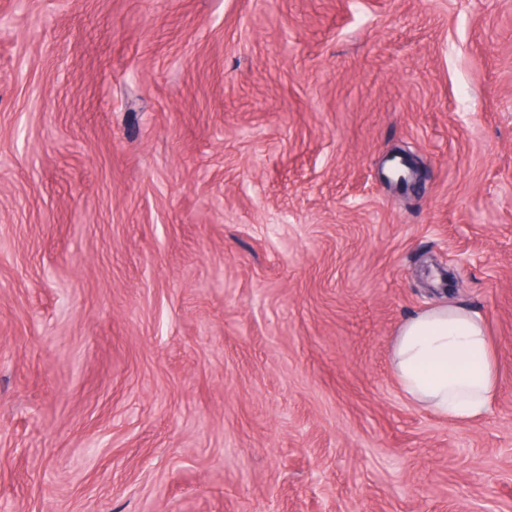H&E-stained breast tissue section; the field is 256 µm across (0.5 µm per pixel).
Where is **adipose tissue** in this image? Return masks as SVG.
<instances>
[{"label":"adipose tissue","mask_w":512,"mask_h":512,"mask_svg":"<svg viewBox=\"0 0 512 512\" xmlns=\"http://www.w3.org/2000/svg\"><path fill=\"white\" fill-rule=\"evenodd\" d=\"M390 368L410 402L452 423L483 418L500 388L485 320L458 303L436 304L403 321L392 338Z\"/></svg>","instance_id":"ef3b65f1"}]
</instances>
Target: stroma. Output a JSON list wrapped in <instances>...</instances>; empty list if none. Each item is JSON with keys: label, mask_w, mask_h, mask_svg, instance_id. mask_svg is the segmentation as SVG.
<instances>
[{"label": "stroma", "mask_w": 512, "mask_h": 512, "mask_svg": "<svg viewBox=\"0 0 512 512\" xmlns=\"http://www.w3.org/2000/svg\"><path fill=\"white\" fill-rule=\"evenodd\" d=\"M0 512H512V0H0ZM390 368L410 402L452 423L483 418L500 388L485 320L459 303L436 304L403 321L392 338Z\"/></svg>", "instance_id": "1"}]
</instances>
